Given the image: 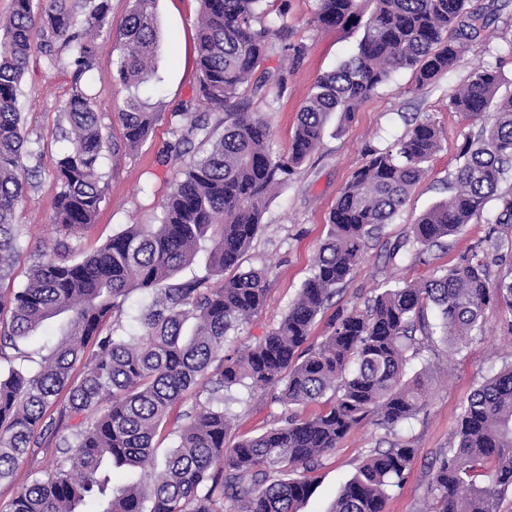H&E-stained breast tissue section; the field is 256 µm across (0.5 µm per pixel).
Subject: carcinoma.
Here are the masks:
<instances>
[{
    "label": "carcinoma",
    "instance_id": "carcinoma-1",
    "mask_svg": "<svg viewBox=\"0 0 512 512\" xmlns=\"http://www.w3.org/2000/svg\"><path fill=\"white\" fill-rule=\"evenodd\" d=\"M317 2V26L361 28L363 35L352 55L316 79L287 153L273 150L265 113L251 110V99L279 96L287 86L286 68L264 66L272 36L288 39L287 18L276 29L265 24L268 0H200L199 88L175 129L178 145H197L199 152L171 184L161 222L127 224L92 253L63 241L39 244L27 283L0 299V311H10L9 323L0 325V361L9 364L0 374V482L54 444L45 475L19 486L6 512H83L88 500L100 503L97 512H144L146 499L150 512H224L226 500L237 512H301L311 487L307 478L292 477L295 471H315L367 423L392 431L423 409L427 375L406 377L422 347L459 345L481 331L493 304L512 311V266L493 278L487 254L475 251L431 280L387 288L364 309L335 315L328 336L308 344L317 316L351 281L369 242L392 223L440 150L439 132L425 118L395 148L370 151L353 173L330 212L311 276L281 319L254 344L224 353L266 306L268 269L242 265L271 191L318 149L331 116L350 121L402 69L415 73L417 90L431 83L457 64L482 20L468 10L469 0ZM105 33L112 34L109 0H11L8 19L0 17V280L10 275L22 238L14 215L27 190V138L18 95L33 50L52 64L60 49L73 48L79 77L92 67ZM115 45L128 90L117 112L122 139H108L80 85L64 106L69 146L56 164L53 221L66 238L95 223L104 199V149H138L158 118L139 94L154 72L153 0H132ZM501 85L500 71L484 66L449 97L448 109L468 118L496 117L464 140L448 199L412 225L417 256L458 234L493 197L492 223L512 229V190L498 192L512 168V94L500 95ZM202 253L204 274L180 277ZM138 289L154 298L134 317L132 333L122 316ZM430 304L439 316L434 326L425 318ZM61 314L68 315L64 338L34 359L24 341ZM244 385L273 391L286 410L326 401L317 413H288L228 448L231 392ZM64 389L54 417L47 409ZM189 394L178 445L163 465L145 480L115 485V470L154 462L159 427ZM454 438L432 472V512H497L499 497L512 487V365L471 392ZM413 458L414 449L401 444L373 449L330 512H383Z\"/></svg>",
    "mask_w": 512,
    "mask_h": 512
}]
</instances>
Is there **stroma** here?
<instances>
[{"label":"stroma","mask_w":512,"mask_h":512,"mask_svg":"<svg viewBox=\"0 0 512 512\" xmlns=\"http://www.w3.org/2000/svg\"><path fill=\"white\" fill-rule=\"evenodd\" d=\"M472 4L484 12L485 25L452 70L419 90L414 87L412 71L397 72L359 106L351 122L331 119L317 151L296 176L272 192L261 229L244 258L245 266L269 267L268 301L239 335L236 348L253 344L297 298L326 237L329 213L369 152L395 145L417 120L428 118L435 122L441 148L405 207L391 224L384 226L379 239L371 242L352 280L318 315L310 344H319L328 335L337 313L363 307L379 289L430 279L437 271L453 266L459 255L483 246L497 208L493 202L460 234L450 238L448 248L436 247L422 256L405 255L391 262L385 259L390 246L410 240L411 226L422 212L447 198L448 179L460 163V147L465 138L478 135L494 120L490 112L468 119L450 111V95L470 78L475 68L483 65L497 67L503 78L502 94L512 93V0H472ZM270 10L275 15L285 14L292 29V42L304 46V54L291 66L287 88L280 97L252 102L254 110L268 116L274 131V148L284 153L291 144L296 114L316 78L352 54L363 31L318 27L314 21L317 0H273ZM153 11L159 33L155 72L141 95L159 119L138 150L116 156L104 153V199L98 217L80 237L69 241L70 246L85 252L99 248L124 225L158 223L162 201L187 162L186 157L170 156L163 165L159 157L176 143L175 112L196 95L198 73L193 49L200 2L154 0ZM116 56L112 39L98 38L94 66L78 80L70 64V50H62L52 67L46 65L41 53L32 55L21 82L19 108L30 152L22 164L36 168L37 173L30 177L26 198L15 213V222L23 230L21 250L10 277L0 281V294L11 295L25 284L36 245L50 247L59 238L52 222V202L59 191L54 169L66 145L68 124L63 108L74 83L88 88L107 132H119L116 112L128 91L117 77L113 64ZM510 318L512 313L507 309L489 307L484 312L482 333L463 341L459 350L442 345L422 350L408 371H425L431 377L423 410L391 434L367 424L347 435L312 473V489L303 512H328L341 487L369 452L392 442L414 448L415 456L405 482L390 490L384 512H426L433 466L453 444L454 430L468 396L483 378L512 362V336L506 326ZM236 394L239 401L232 407L236 420L225 440L229 447L276 425L282 412L271 392H251L240 387Z\"/></svg>","instance_id":"stroma-1"}]
</instances>
